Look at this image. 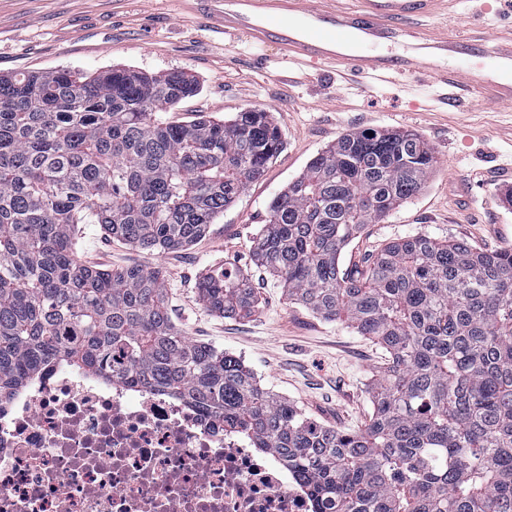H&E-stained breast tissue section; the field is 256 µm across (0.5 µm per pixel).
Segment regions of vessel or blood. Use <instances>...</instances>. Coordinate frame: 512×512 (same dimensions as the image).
Masks as SVG:
<instances>
[{
    "mask_svg": "<svg viewBox=\"0 0 512 512\" xmlns=\"http://www.w3.org/2000/svg\"><path fill=\"white\" fill-rule=\"evenodd\" d=\"M212 18L225 37L275 46L289 66L333 72L356 84L413 79L436 86L456 108L473 98L512 105V24L495 31L488 51L463 32L427 38L413 25L465 0H360L359 10L337 0H220Z\"/></svg>",
    "mask_w": 512,
    "mask_h": 512,
    "instance_id": "1",
    "label": "vessel or blood"
}]
</instances>
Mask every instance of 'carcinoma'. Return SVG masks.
Masks as SVG:
<instances>
[{
	"mask_svg": "<svg viewBox=\"0 0 512 512\" xmlns=\"http://www.w3.org/2000/svg\"><path fill=\"white\" fill-rule=\"evenodd\" d=\"M196 91L182 71L0 75V396L59 362L223 418L303 481L315 512H512V248L417 235L339 266L349 241L429 179L420 135L339 137L272 201L253 246L289 301L384 350L356 428L306 417L240 357L190 341L160 269L81 263L76 224L150 251L191 245L281 152L260 109L163 120ZM198 298L223 317L258 305L223 267Z\"/></svg>",
	"mask_w": 512,
	"mask_h": 512,
	"instance_id": "obj_1",
	"label": "carcinoma"
}]
</instances>
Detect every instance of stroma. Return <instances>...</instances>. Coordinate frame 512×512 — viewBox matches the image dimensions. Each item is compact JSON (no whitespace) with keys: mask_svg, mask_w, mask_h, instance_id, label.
<instances>
[{"mask_svg":"<svg viewBox=\"0 0 512 512\" xmlns=\"http://www.w3.org/2000/svg\"><path fill=\"white\" fill-rule=\"evenodd\" d=\"M209 11L207 0H0V75L178 70L197 79L200 90L166 113L167 121L227 120L249 107L269 112L282 151L201 239L159 253L80 224L76 250L93 267H161L172 319L185 335L241 357L264 387L312 419L339 429L360 425L371 409L369 383L382 349L346 323L289 302L277 277L254 264L250 244L267 224L271 202L312 158L343 134L376 129L419 134L437 163L418 194L349 243L341 267L381 244L423 234L487 250L512 247V210L501 201L502 190L512 187V108L475 102L460 112L431 87L417 94L398 84L358 90L310 72L288 83L281 79L288 65L275 48L225 38ZM219 266L250 279L259 301L250 317H222L200 304L197 283Z\"/></svg>","mask_w":512,"mask_h":512,"instance_id":"35a3bbf8","label":"stroma"}]
</instances>
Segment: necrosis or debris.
I'll return each instance as SVG.
<instances>
[{"label": "necrosis or debris", "instance_id": "necrosis-or-debris-1", "mask_svg": "<svg viewBox=\"0 0 512 512\" xmlns=\"http://www.w3.org/2000/svg\"><path fill=\"white\" fill-rule=\"evenodd\" d=\"M276 455L155 389L58 364L0 405V512H313Z\"/></svg>", "mask_w": 512, "mask_h": 512}]
</instances>
